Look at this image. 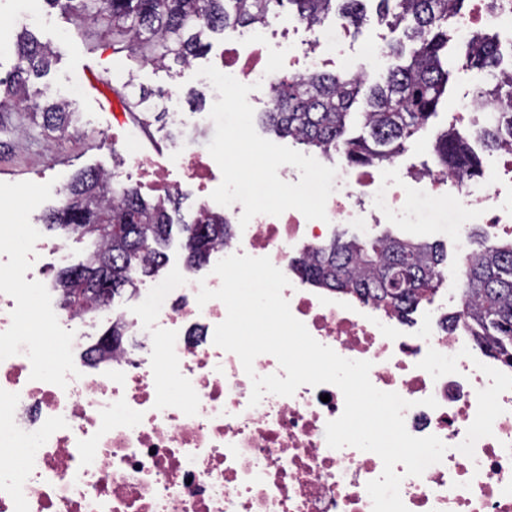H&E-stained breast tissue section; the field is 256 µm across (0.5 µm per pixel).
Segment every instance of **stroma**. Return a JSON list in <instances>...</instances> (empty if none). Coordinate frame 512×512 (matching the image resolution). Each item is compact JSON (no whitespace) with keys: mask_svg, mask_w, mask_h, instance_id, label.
Returning a JSON list of instances; mask_svg holds the SVG:
<instances>
[{"mask_svg":"<svg viewBox=\"0 0 512 512\" xmlns=\"http://www.w3.org/2000/svg\"><path fill=\"white\" fill-rule=\"evenodd\" d=\"M32 0H0V79L6 77L11 64L17 33L22 29L21 15ZM40 20L32 29L41 41L50 43L57 54L48 75L36 80V87L50 86L53 93L69 103L78 122L66 134L42 131L28 139L8 138L0 145V225L37 224L48 206L58 197L55 186L68 184L73 176L87 168L112 171L116 155L110 137L115 133L110 106L107 102L110 86L120 87L124 103L137 100L140 91L151 92V105H158L155 91L177 85L199 88L204 111H211L216 100L214 92L201 84L197 72L224 47V37L211 35L207 55L195 59L191 66L159 69L114 50L110 33L94 29L84 36L76 35L71 20L60 13L40 10ZM448 58L452 63L448 91L439 115L427 129L410 140L403 153L404 163L422 167L430 160L437 135L447 128L463 98L475 88L486 86L490 77L486 71L463 67L462 49L449 43ZM111 74V83L102 75ZM178 226L165 249V263L160 276L176 275L185 259L181 246V225L192 223L196 216L194 195L190 185H182ZM420 206L426 214L422 224H382L377 235L391 234L406 238L413 234L444 246L449 267H457L460 255L455 241L456 226L452 204L448 199L424 198Z\"/></svg>","mask_w":512,"mask_h":512,"instance_id":"stroma-1","label":"stroma"}]
</instances>
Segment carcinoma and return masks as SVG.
<instances>
[{
	"mask_svg": "<svg viewBox=\"0 0 512 512\" xmlns=\"http://www.w3.org/2000/svg\"><path fill=\"white\" fill-rule=\"evenodd\" d=\"M367 0H44L74 19L77 31L105 20L112 25L127 55L163 65L168 59L188 66L207 49L210 32L234 26H258L278 14L284 4L296 15L316 22L334 13L350 20L367 19ZM377 13L394 32L385 56L395 60L378 80L364 75L346 78L334 73L290 76L276 87L278 105L265 113L277 134L292 137L326 153L344 147L352 165L391 162L405 151L408 139L437 115L448 85V31L458 22L464 0H375ZM55 53L36 34L23 28L17 35L13 70L0 80V110L28 104L44 128L64 133L76 123L69 104L52 97L48 86L30 94L31 79L47 75ZM464 65L488 71L493 83L483 89L499 116L469 136L453 126L435 143L437 165L469 178L481 173L480 156L471 137L489 150L512 144V66H502L492 38L477 35ZM364 111L351 108L360 94ZM363 133L347 136L352 118ZM179 198L148 200L134 186L110 185L103 171L83 170L67 185L62 205L50 209V229L74 230L91 242L84 261L60 270L54 281L62 296L80 293L77 310L99 299L102 288L120 294L135 281L155 274L163 263L172 234V213ZM184 249L193 260H208L212 249L232 234L219 213L202 211L183 225ZM446 255L436 244L412 243L384 236L371 241L350 239L323 243L293 259L291 267L318 288L350 293L360 300L396 311L403 318L426 300L445 270ZM468 297L466 318L478 343L492 357L512 366V240L486 245L464 270ZM122 333L109 325L94 351L112 353Z\"/></svg>",
	"mask_w": 512,
	"mask_h": 512,
	"instance_id": "carcinoma-1",
	"label": "carcinoma"
}]
</instances>
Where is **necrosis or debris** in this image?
<instances>
[{"label":"necrosis or debris","mask_w":512,"mask_h":512,"mask_svg":"<svg viewBox=\"0 0 512 512\" xmlns=\"http://www.w3.org/2000/svg\"><path fill=\"white\" fill-rule=\"evenodd\" d=\"M280 28L303 31L312 51L300 55L293 42L277 40ZM357 29L341 18L281 16L240 31L214 65L251 86L250 104H269L282 75L322 71ZM483 32L512 43V0H471L453 36L466 44ZM117 151L155 196L170 193L171 169L182 170L200 208L221 210L234 226L210 263L232 254L269 258L287 276L282 295L312 337L344 358L371 362L377 389L411 401L403 412L408 432L446 444L442 461L422 476L396 465L408 512H512V366L466 329L448 327L449 308L467 307L460 271L445 272L426 313L405 320L311 287L291 268L328 224H357L367 236L377 224L422 223L420 193L452 199L464 225L511 224L512 162L492 169L477 193L451 172L340 160L326 220L290 209L256 215L242 229V205L221 208L211 198L222 178L206 151L181 138L158 160L135 127ZM31 262L14 260L26 287L0 274V512H372L366 485L381 475V458L326 443L327 422L344 408L338 387L303 385L250 405V376L213 342L225 305L197 303L200 287H220L217 275L187 270L172 286L141 282L131 308L46 307L32 328L17 317L44 298ZM114 321L124 327L123 345L89 362L87 341ZM430 396L436 407L423 406Z\"/></svg>","instance_id":"necrosis-or-debris-1"}]
</instances>
